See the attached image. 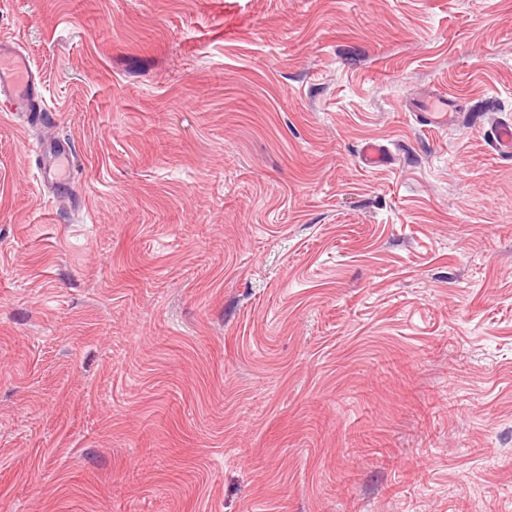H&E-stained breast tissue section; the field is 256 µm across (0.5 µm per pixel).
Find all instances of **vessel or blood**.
<instances>
[{"instance_id":"b4317fda","label":"vessel or blood","mask_w":512,"mask_h":512,"mask_svg":"<svg viewBox=\"0 0 512 512\" xmlns=\"http://www.w3.org/2000/svg\"><path fill=\"white\" fill-rule=\"evenodd\" d=\"M422 110L431 126L441 127L454 117V99L436 94L426 99ZM0 112L25 115L28 122L44 130L41 139L31 142L30 151L38 161L39 179L43 185L57 189L66 187V172L71 166L72 150L67 141L53 135L57 114L42 102L41 80L30 58L15 43L0 40ZM491 141L499 155L512 157V122L492 125Z\"/></svg>"}]
</instances>
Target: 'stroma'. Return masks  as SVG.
I'll use <instances>...</instances> for the list:
<instances>
[{"mask_svg":"<svg viewBox=\"0 0 512 512\" xmlns=\"http://www.w3.org/2000/svg\"><path fill=\"white\" fill-rule=\"evenodd\" d=\"M0 36L74 145L56 205L0 112V512H512L474 118L512 119V0H0ZM454 97L447 94L430 96L423 102L422 110L426 114L428 124L433 127L447 126L454 117Z\"/></svg>","mask_w":512,"mask_h":512,"instance_id":"stroma-1","label":"stroma"}]
</instances>
